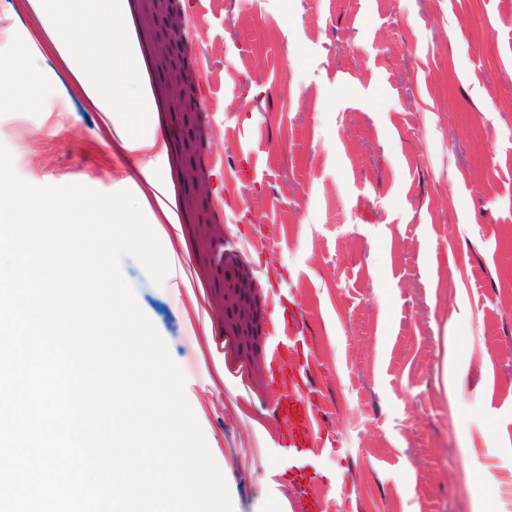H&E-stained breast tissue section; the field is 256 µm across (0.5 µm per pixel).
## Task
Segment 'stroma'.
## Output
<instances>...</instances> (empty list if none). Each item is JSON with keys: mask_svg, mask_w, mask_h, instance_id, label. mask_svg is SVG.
<instances>
[{"mask_svg": "<svg viewBox=\"0 0 512 512\" xmlns=\"http://www.w3.org/2000/svg\"><path fill=\"white\" fill-rule=\"evenodd\" d=\"M31 105L0 106V168L31 196L137 208L136 157L28 42ZM217 162L211 199L268 300L307 312L322 430L314 485L274 484L272 419L202 355L188 289L144 291L153 241L110 270L193 428L174 464L209 463L205 512H512V7L506 0H181ZM65 97L71 113L55 112ZM251 160L244 179L237 167ZM457 361L449 363L448 348Z\"/></svg>", "mask_w": 512, "mask_h": 512, "instance_id": "35a3bbf8", "label": "stroma"}]
</instances>
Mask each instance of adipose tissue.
<instances>
[{
	"instance_id": "obj_1",
	"label": "adipose tissue",
	"mask_w": 512,
	"mask_h": 512,
	"mask_svg": "<svg viewBox=\"0 0 512 512\" xmlns=\"http://www.w3.org/2000/svg\"><path fill=\"white\" fill-rule=\"evenodd\" d=\"M36 15L39 35L71 70L74 86L89 106L102 110L113 108L124 112L136 107L150 88L146 63H127L129 48L136 40V25L127 0H26ZM145 121L149 134H138L117 124L106 126L114 146L127 154L144 148L155 149L148 159L144 182L138 188L140 208L130 213L118 204L96 209L98 228L94 234L78 233L81 208L52 197L34 203L27 195L0 181V223L10 217L25 218L36 213L37 224L56 226L68 239L61 256L64 262L78 261L82 253L97 255L99 282H107L113 252L128 241L141 240L143 234L161 239L168 256L186 249L183 234H170L167 225H178L176 188L170 174L166 148L158 144L157 131L162 119L157 110H149ZM99 318L102 322L120 323L121 335H142L144 327L134 310L117 293H98ZM126 355L112 358L114 374L109 403L116 409H129L122 422L103 426V433L123 435L140 426L137 448L150 454L141 469L130 470L128 456L117 452L112 456L113 493L125 504L126 512H195V486L185 482L181 469L172 467L169 451L181 447L190 433L189 425L174 417L175 405L170 397L174 390L172 374L158 375L150 363L138 366L139 380L127 384L129 362L138 352L137 345L127 344Z\"/></svg>"
}]
</instances>
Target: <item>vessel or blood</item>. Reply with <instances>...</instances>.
Here are the masks:
<instances>
[{"instance_id": "vessel-or-blood-1", "label": "vessel or blood", "mask_w": 512, "mask_h": 512, "mask_svg": "<svg viewBox=\"0 0 512 512\" xmlns=\"http://www.w3.org/2000/svg\"><path fill=\"white\" fill-rule=\"evenodd\" d=\"M305 314L303 306L294 302L278 304L275 310V319L284 324L285 330L270 354L271 381L287 382L288 391L274 398L267 412L282 426L274 444L276 456L282 459L274 474L280 481L307 480L299 462L317 445L321 435L318 397L313 389L314 358L302 325Z\"/></svg>"}]
</instances>
